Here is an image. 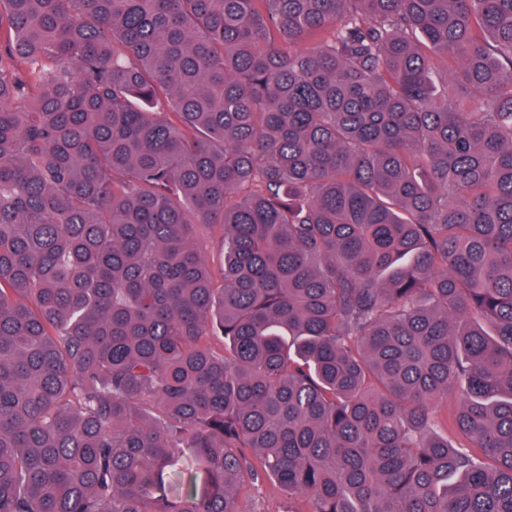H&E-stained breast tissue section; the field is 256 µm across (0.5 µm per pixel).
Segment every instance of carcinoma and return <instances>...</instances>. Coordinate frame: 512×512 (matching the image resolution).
Here are the masks:
<instances>
[{
    "label": "carcinoma",
    "mask_w": 512,
    "mask_h": 512,
    "mask_svg": "<svg viewBox=\"0 0 512 512\" xmlns=\"http://www.w3.org/2000/svg\"><path fill=\"white\" fill-rule=\"evenodd\" d=\"M267 479L512 512V0H0V512ZM199 249L213 268L215 277L220 283V273L223 264V250L219 232L208 226H198L196 229Z\"/></svg>",
    "instance_id": "carcinoma-1"
}]
</instances>
